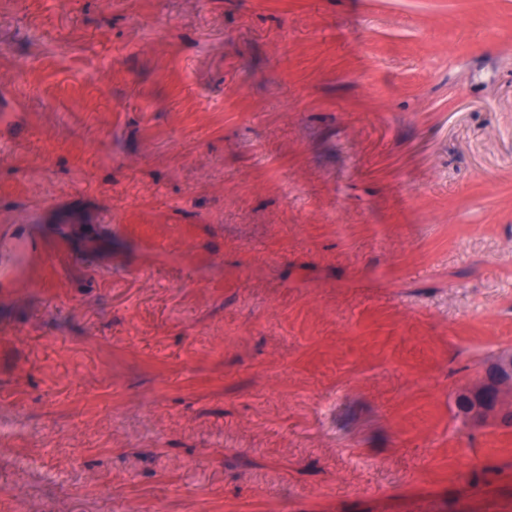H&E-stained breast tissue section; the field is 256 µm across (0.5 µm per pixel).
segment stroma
<instances>
[{
    "label": "stroma",
    "mask_w": 512,
    "mask_h": 512,
    "mask_svg": "<svg viewBox=\"0 0 512 512\" xmlns=\"http://www.w3.org/2000/svg\"><path fill=\"white\" fill-rule=\"evenodd\" d=\"M0 512H512V0H0ZM467 421L479 426H512V350L501 352L477 381L462 388L456 398Z\"/></svg>",
    "instance_id": "obj_1"
}]
</instances>
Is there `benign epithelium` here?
<instances>
[{
	"label": "benign epithelium",
	"instance_id": "benign-epithelium-1",
	"mask_svg": "<svg viewBox=\"0 0 512 512\" xmlns=\"http://www.w3.org/2000/svg\"><path fill=\"white\" fill-rule=\"evenodd\" d=\"M456 401L464 404L467 421L479 426H512V350L501 352L477 381L462 388Z\"/></svg>",
	"mask_w": 512,
	"mask_h": 512
}]
</instances>
